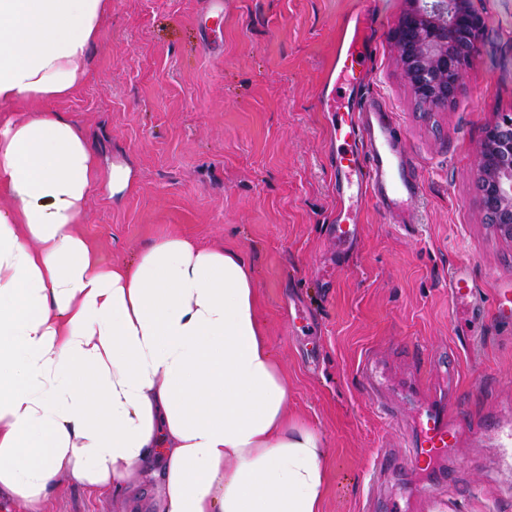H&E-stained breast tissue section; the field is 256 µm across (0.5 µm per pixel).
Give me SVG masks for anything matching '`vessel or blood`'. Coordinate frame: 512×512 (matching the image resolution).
<instances>
[{"instance_id": "1", "label": "vessel or blood", "mask_w": 512, "mask_h": 512, "mask_svg": "<svg viewBox=\"0 0 512 512\" xmlns=\"http://www.w3.org/2000/svg\"><path fill=\"white\" fill-rule=\"evenodd\" d=\"M352 36H340L334 66L348 79L351 93L336 115L337 147L331 157L336 193V222L332 232L338 246L357 240L360 212L367 200L381 206L391 224L411 223L422 190L420 170L404 143L398 138L391 112L379 98L364 95V68L372 52L365 34L370 10L365 0H356ZM450 317L473 331L483 324L487 305H494L499 319H512V289L496 288L493 303H486L480 285L468 267L452 266L448 271ZM457 423L451 422L437 403L417 407L403 458L389 454L377 456L374 473L386 475L403 466L415 478L420 493L436 494L448 485V457L457 445Z\"/></svg>"}]
</instances>
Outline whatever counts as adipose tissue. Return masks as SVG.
Instances as JSON below:
<instances>
[{
  "instance_id": "ef3b65f1",
  "label": "adipose tissue",
  "mask_w": 512,
  "mask_h": 512,
  "mask_svg": "<svg viewBox=\"0 0 512 512\" xmlns=\"http://www.w3.org/2000/svg\"><path fill=\"white\" fill-rule=\"evenodd\" d=\"M112 0H0V497L41 507L59 478L115 497L145 475L158 512H322L326 449L289 418L251 272L156 238L105 264L78 232L122 195L68 116Z\"/></svg>"
}]
</instances>
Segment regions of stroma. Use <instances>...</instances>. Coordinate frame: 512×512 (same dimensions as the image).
Listing matches in <instances>:
<instances>
[{
	"label": "stroma",
	"instance_id": "stroma-1",
	"mask_svg": "<svg viewBox=\"0 0 512 512\" xmlns=\"http://www.w3.org/2000/svg\"><path fill=\"white\" fill-rule=\"evenodd\" d=\"M370 93L389 107L423 177L414 222L362 208L340 250L330 153V63L350 0H112L73 95L25 104L75 119L108 162L129 166L123 195L96 192L80 227L103 262L132 261L156 237L243 253L262 329L288 382L289 415L327 450L322 512H512L500 449L476 434L512 404V324L488 315L475 344L455 336L448 270L465 263L492 292L512 283V239L488 224L478 189L485 127L512 111V0H473L485 31L445 107L419 103L392 35L405 0H370ZM385 368L396 410L436 399L463 419L449 463L457 481L433 499L410 475L371 483L378 453L400 454L403 421L364 389L365 357ZM430 369L415 380L418 360ZM127 503L60 479L49 512H125Z\"/></svg>",
	"mask_w": 512,
	"mask_h": 512
}]
</instances>
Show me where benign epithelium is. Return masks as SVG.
Segmentation results:
<instances>
[{
    "label": "benign epithelium",
    "instance_id": "benign-epithelium-1",
    "mask_svg": "<svg viewBox=\"0 0 512 512\" xmlns=\"http://www.w3.org/2000/svg\"><path fill=\"white\" fill-rule=\"evenodd\" d=\"M395 31L404 75L416 99L446 107L464 80L466 62L477 51L483 18L471 0H406ZM479 188L491 224L512 239V113L503 112L485 130Z\"/></svg>",
    "mask_w": 512,
    "mask_h": 512
}]
</instances>
